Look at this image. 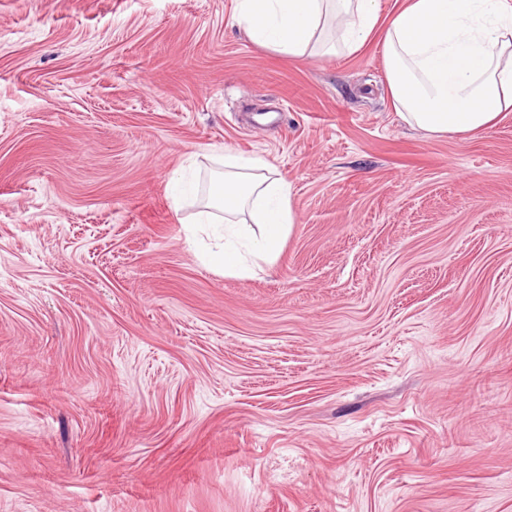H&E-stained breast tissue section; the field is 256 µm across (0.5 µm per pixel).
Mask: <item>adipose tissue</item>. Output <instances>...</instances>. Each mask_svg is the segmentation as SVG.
Segmentation results:
<instances>
[{"label":"adipose tissue","instance_id":"adipose-tissue-1","mask_svg":"<svg viewBox=\"0 0 512 512\" xmlns=\"http://www.w3.org/2000/svg\"><path fill=\"white\" fill-rule=\"evenodd\" d=\"M236 23L289 59L360 50L382 33L393 106L432 135L473 136L512 112V0H408L387 26L378 0H238ZM195 226L220 225L204 261L243 277L277 260L296 222L293 187L264 158L225 149Z\"/></svg>","mask_w":512,"mask_h":512}]
</instances>
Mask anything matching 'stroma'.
I'll return each mask as SVG.
<instances>
[{
  "label": "stroma",
  "mask_w": 512,
  "mask_h": 512,
  "mask_svg": "<svg viewBox=\"0 0 512 512\" xmlns=\"http://www.w3.org/2000/svg\"><path fill=\"white\" fill-rule=\"evenodd\" d=\"M236 6L0 0V512H512V114L412 128L381 33ZM224 147L294 188L245 278L174 207ZM236 23L261 45L289 59L354 53L379 24L377 0H239ZM334 30L333 40L324 38Z\"/></svg>",
  "instance_id": "stroma-1"
}]
</instances>
